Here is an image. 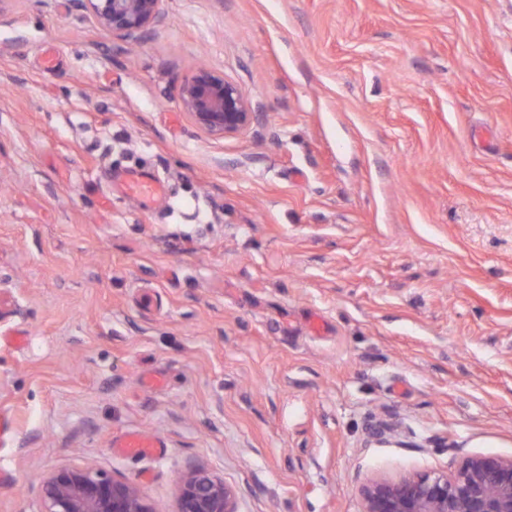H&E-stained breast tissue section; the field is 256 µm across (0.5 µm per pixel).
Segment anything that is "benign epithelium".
Here are the masks:
<instances>
[{
  "mask_svg": "<svg viewBox=\"0 0 512 512\" xmlns=\"http://www.w3.org/2000/svg\"><path fill=\"white\" fill-rule=\"evenodd\" d=\"M112 34L134 43L161 17L162 0H78ZM195 123L217 135L248 129V96L223 75L201 70L181 89ZM363 512H512V456L471 453L452 471L374 478L362 487ZM40 512H154L131 481L93 467L63 468L41 484ZM176 512H237L234 490L204 469L182 482Z\"/></svg>",
  "mask_w": 512,
  "mask_h": 512,
  "instance_id": "1",
  "label": "benign epithelium"
}]
</instances>
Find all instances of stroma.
Returning a JSON list of instances; mask_svg holds the SVG:
<instances>
[{"mask_svg":"<svg viewBox=\"0 0 512 512\" xmlns=\"http://www.w3.org/2000/svg\"><path fill=\"white\" fill-rule=\"evenodd\" d=\"M161 9L134 50L75 0L0 12V512L89 464L154 512L195 468L238 512H363L365 478L512 455V0ZM196 68L250 128L194 124ZM181 103L195 123L217 135H233L248 129L255 112L248 96L224 75L198 71L181 89ZM164 191L165 188L160 181L138 172L129 174L121 187L123 195L136 198L143 208L151 207ZM113 448L126 457L158 456L163 444L158 438L132 432L118 437Z\"/></svg>","mask_w":512,"mask_h":512,"instance_id":"stroma-1","label":"stroma"}]
</instances>
